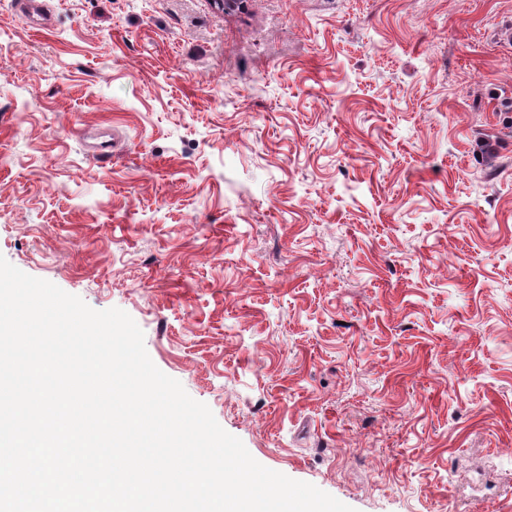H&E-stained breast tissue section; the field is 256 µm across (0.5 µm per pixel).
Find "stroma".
<instances>
[{
	"label": "stroma",
	"instance_id": "obj_1",
	"mask_svg": "<svg viewBox=\"0 0 512 512\" xmlns=\"http://www.w3.org/2000/svg\"><path fill=\"white\" fill-rule=\"evenodd\" d=\"M0 255L263 466L512 512V0H0Z\"/></svg>",
	"mask_w": 512,
	"mask_h": 512
}]
</instances>
